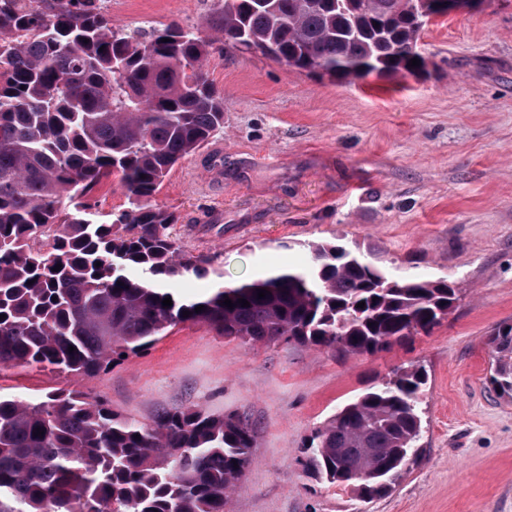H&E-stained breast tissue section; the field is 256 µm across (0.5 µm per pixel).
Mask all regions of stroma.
<instances>
[{"label":"stroma","mask_w":512,"mask_h":512,"mask_svg":"<svg viewBox=\"0 0 512 512\" xmlns=\"http://www.w3.org/2000/svg\"><path fill=\"white\" fill-rule=\"evenodd\" d=\"M217 0H112L124 30L196 28ZM418 77L318 79L214 43L224 129L179 162L156 196L182 249L211 260L176 284L187 300L303 269L308 243L361 244L389 274L445 278L456 310L431 335L373 356L246 344L185 323L92 377L0 369V392L78 389L141 421L197 406L247 416L253 461L230 512H354L300 449L314 429L395 368L424 366L423 452L367 512H512V402L488 388L486 338L512 321V0L432 22Z\"/></svg>","instance_id":"35a3bbf8"}]
</instances>
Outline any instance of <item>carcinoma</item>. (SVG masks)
<instances>
[{
    "label": "carcinoma",
    "instance_id": "cac0c4a2",
    "mask_svg": "<svg viewBox=\"0 0 512 512\" xmlns=\"http://www.w3.org/2000/svg\"><path fill=\"white\" fill-rule=\"evenodd\" d=\"M419 3L218 0L203 29L125 32L101 0H0V368L92 376L187 322L250 344L375 355L448 320L452 282L392 277L327 242L309 245L310 273L182 300L166 283L206 277L210 259L184 253L176 215L155 200L174 165L224 129V92L206 71L214 37L331 79L416 77L431 22ZM111 177L127 207L102 221L83 198ZM488 344L489 384L512 401V323ZM425 384L422 369L398 368L340 406L302 448L305 470L361 504L389 496L421 456ZM253 448L252 423L234 412L141 422L77 390L0 395V512H227Z\"/></svg>",
    "mask_w": 512,
    "mask_h": 512
}]
</instances>
